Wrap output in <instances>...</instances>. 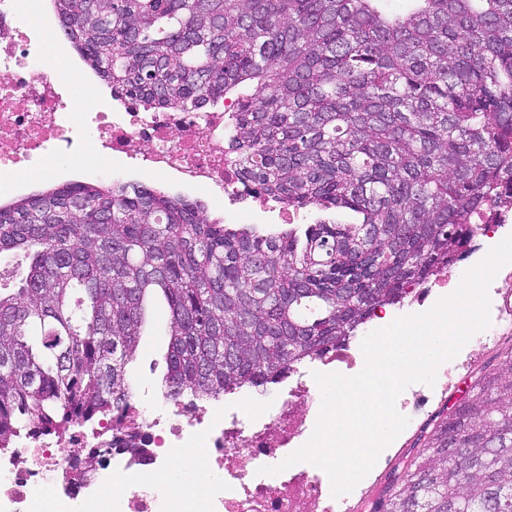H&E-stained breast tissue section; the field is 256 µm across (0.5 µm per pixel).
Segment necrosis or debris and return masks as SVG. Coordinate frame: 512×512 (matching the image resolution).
Wrapping results in <instances>:
<instances>
[{"label": "necrosis or debris", "instance_id": "4bbe7bcc", "mask_svg": "<svg viewBox=\"0 0 512 512\" xmlns=\"http://www.w3.org/2000/svg\"><path fill=\"white\" fill-rule=\"evenodd\" d=\"M26 0H0V174L56 164L61 158H142L149 172L199 191H222L249 205L260 191L241 182L224 141L220 112H115L96 101L78 103L67 64L41 55L18 17ZM316 390L298 376L268 413L169 404L164 411L130 408L122 432L137 436L146 453L122 457L110 473L89 481L83 494L61 488L78 451L94 449L82 431L48 444L27 437L0 450V512H25L36 494H49L54 512H99L106 496L119 512H351L349 497L333 498L327 474L295 464L276 475L262 469L282 462L314 430L308 410ZM205 440L190 493L162 485L155 473L173 455Z\"/></svg>", "mask_w": 512, "mask_h": 512}]
</instances>
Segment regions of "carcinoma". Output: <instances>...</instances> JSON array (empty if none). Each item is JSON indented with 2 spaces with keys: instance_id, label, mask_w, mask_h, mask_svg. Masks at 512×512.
I'll use <instances>...</instances> for the list:
<instances>
[{
  "instance_id": "1",
  "label": "carcinoma",
  "mask_w": 512,
  "mask_h": 512,
  "mask_svg": "<svg viewBox=\"0 0 512 512\" xmlns=\"http://www.w3.org/2000/svg\"><path fill=\"white\" fill-rule=\"evenodd\" d=\"M50 2L113 97L234 99L239 175L318 217L263 231L122 182L0 204V259L29 260L0 268V448L128 411L152 292L165 398L216 401L342 349L512 214V0ZM372 512H512V346Z\"/></svg>"
}]
</instances>
